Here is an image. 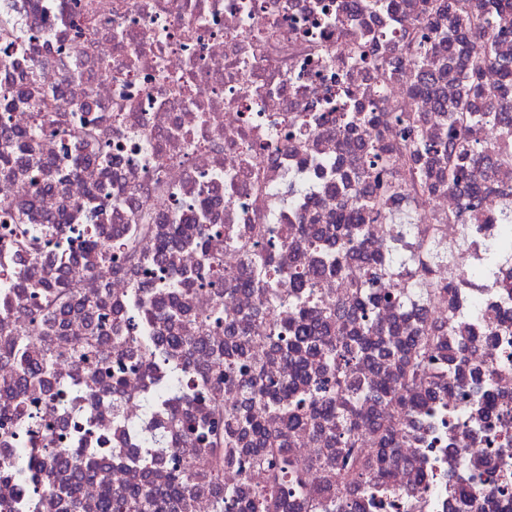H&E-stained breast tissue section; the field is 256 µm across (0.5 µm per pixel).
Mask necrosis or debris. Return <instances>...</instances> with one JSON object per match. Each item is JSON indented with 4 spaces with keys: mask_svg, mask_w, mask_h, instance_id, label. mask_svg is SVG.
I'll return each instance as SVG.
<instances>
[{
    "mask_svg": "<svg viewBox=\"0 0 512 512\" xmlns=\"http://www.w3.org/2000/svg\"><path fill=\"white\" fill-rule=\"evenodd\" d=\"M1 27L0 512L32 498L38 512H102L106 489L142 486L157 493V512H216L228 488L240 491L235 512H249L259 448L305 464V493L279 512H326L327 486L354 456L372 479L342 483L353 512H512V252L487 251L512 231V157L501 149L512 120L466 133L490 149L475 166L483 193L471 224L449 220L463 197L441 161L400 148L406 126L436 140L453 106L484 110L464 78L481 39L459 43L452 76L439 47L448 15L422 0H0ZM363 35L367 63L357 60ZM415 35L432 46L421 65L399 59ZM380 145L393 146L388 175L404 191L350 247L342 217L366 193L360 172ZM137 224L138 259L100 260L97 245ZM23 230L27 249L13 244ZM292 272L318 298L347 300L332 339L375 325L349 383L383 389L382 400L356 404L350 449L331 422L290 432L256 399L262 432L239 431L224 463L204 446L184 453L181 424L208 421L206 406L143 407L172 364L199 388L241 355L268 381L329 379L327 350L282 342L311 319L272 297ZM59 288L68 309L41 307ZM422 334L432 360L416 408L388 387ZM169 335L190 347L169 359L138 343ZM19 336L54 356L39 390L8 355ZM145 424L164 447L146 452ZM23 448L54 485L73 483L75 452L97 468L67 506L35 497L17 465ZM182 466L185 506L166 494Z\"/></svg>",
    "mask_w": 512,
    "mask_h": 512,
    "instance_id": "1",
    "label": "necrosis or debris"
}]
</instances>
